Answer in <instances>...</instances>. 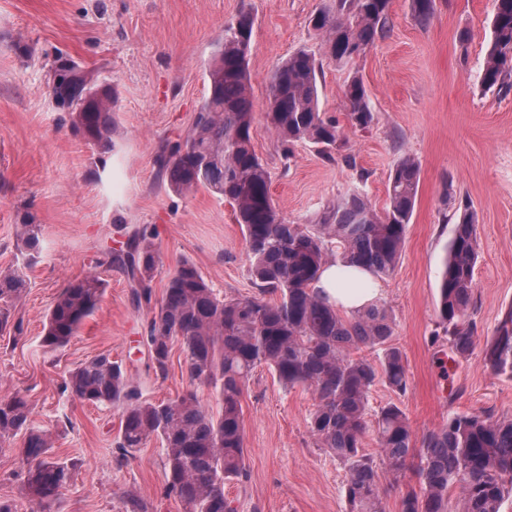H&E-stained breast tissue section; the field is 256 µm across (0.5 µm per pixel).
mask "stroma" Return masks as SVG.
I'll return each mask as SVG.
<instances>
[{
	"instance_id": "1",
	"label": "stroma",
	"mask_w": 512,
	"mask_h": 512,
	"mask_svg": "<svg viewBox=\"0 0 512 512\" xmlns=\"http://www.w3.org/2000/svg\"><path fill=\"white\" fill-rule=\"evenodd\" d=\"M333 0H0V267L15 261L16 226L33 214L41 256L16 304L18 339L0 337V395H23L31 420L53 433L54 456L75 462L55 512H119L124 490L136 489L157 512H186L162 496L161 445L147 442L124 467L110 448L120 425L112 407L61 395L69 371L98 354L123 362L145 397L173 399L207 387L193 383L180 348L167 379L148 375L143 310L125 276L101 266L117 225L158 232L162 293L181 259L191 260L223 294L256 292L245 242L231 206L201 188L182 196L158 177L161 144L182 141L207 93L203 65L225 23L251 10L249 55L255 112L253 145L272 173L270 193L294 224L360 188L384 209L389 175L403 155L420 165L412 220L395 272L381 280L380 300L395 319L392 342L403 353L408 389L377 383L372 409L398 404L416 436L456 412L512 417V379L493 375L475 352L448 375L433 337L440 274L456 218L446 196L469 200L477 214L479 258L473 317L492 334L512 306V93L480 84L490 41L492 0H435L427 26L415 23L411 0H392L391 29L357 63L375 113L366 130L352 127L343 102L347 69L328 55L312 20ZM312 51L320 63V109L347 138L346 153L326 158L298 143L284 159L265 122L267 82L289 54ZM66 56L79 70L112 82L119 96L116 153L99 158L76 135L52 99V66ZM345 153V154H346ZM97 271L107 286L95 314L62 351L44 348L45 316L69 280ZM246 478L224 485L236 512H346V471L318 448L308 429L311 390L283 389L268 369L255 370L241 400Z\"/></svg>"
}]
</instances>
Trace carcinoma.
I'll return each instance as SVG.
<instances>
[{"instance_id":"obj_1","label":"carcinoma","mask_w":512,"mask_h":512,"mask_svg":"<svg viewBox=\"0 0 512 512\" xmlns=\"http://www.w3.org/2000/svg\"><path fill=\"white\" fill-rule=\"evenodd\" d=\"M390 3L334 0L332 10L313 20L330 57L348 67L364 56L390 28ZM412 12L420 25H427L433 0H412ZM253 26L246 11L224 25L204 68L208 93L195 120L182 142L159 148L156 162L159 177L173 192L186 195L203 187L232 206L258 293L223 296L193 262L182 259L170 272L162 298L153 301L160 253L155 229L148 226L128 231L123 245L108 250L102 260L126 276L136 308H148L143 325L147 368L155 378H167L173 344L179 343L190 380L212 389L220 414L213 416L195 393L168 401L143 397L138 381L106 354L70 371L61 392L120 413L111 450L118 468L148 441L158 440L163 495L179 500L187 512H234L224 482L246 476L241 398L249 377L262 366L285 389L313 390L316 403L308 427L317 446L347 472L348 512H385L376 462L363 452V438L371 428L386 469L396 477L411 471L419 486L402 494L399 512H502L512 496V417L454 413L416 442L397 404L371 411L370 393L378 382L399 394L407 391L404 357L392 344L389 308L375 303L345 316L315 289L321 267L332 261L365 269L378 279L394 272L418 192V161L410 155L398 160L382 213L355 188L329 204L316 223H288L271 198V172L252 143L255 112L248 56ZM490 30L481 85L506 95L512 90V0H493ZM319 70L315 56L302 49L269 78L265 118L286 159L299 142L327 158L345 145L339 124L319 108ZM52 95L88 144L101 154L116 149L118 96L112 84L60 60ZM343 98L351 125L368 128L374 113L357 73L349 75ZM457 210L437 301L444 335L436 341L448 346V361L456 366L480 347L493 374L512 377V306L492 336L481 339L470 314L479 257L476 216L468 203ZM40 234L41 225L30 215L17 225L22 261L0 269V332L10 324L15 333L22 332V322L12 321V309L27 287L25 270L40 257ZM104 291L103 280L93 271L68 281L46 314L45 347L53 352L65 348L95 312ZM365 349L375 358L363 355ZM19 435L24 497L35 512H52L75 465L52 455L51 437L32 425L24 396H0V445ZM453 488L459 489L454 498ZM121 512H155V507L131 489L121 498Z\"/></svg>"}]
</instances>
